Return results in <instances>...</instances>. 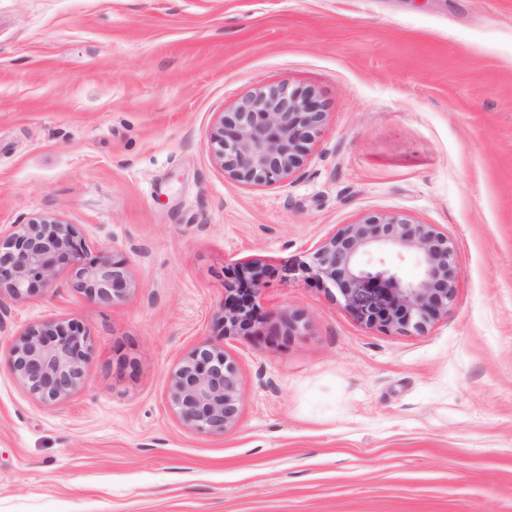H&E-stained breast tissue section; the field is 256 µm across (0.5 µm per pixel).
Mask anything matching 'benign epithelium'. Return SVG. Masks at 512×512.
<instances>
[{"label": "benign epithelium", "mask_w": 512, "mask_h": 512, "mask_svg": "<svg viewBox=\"0 0 512 512\" xmlns=\"http://www.w3.org/2000/svg\"><path fill=\"white\" fill-rule=\"evenodd\" d=\"M326 112L311 90L282 81L262 86L233 112L223 113L210 133L216 164L230 179L255 186L285 182L299 167L324 124ZM413 254L421 268L403 280L384 254ZM67 268L72 285L92 301L120 303L133 283L126 266L101 255L84 261V248L72 224L39 216L0 234V294L21 299L48 288ZM313 278L341 294L345 307L369 326L421 332L448 315L460 269L448 236L434 224L403 213L364 215L344 225L315 250L308 266ZM262 271L228 284L223 337L250 335L259 318L253 298ZM91 352V338L74 322L50 320L28 327L10 349V369L40 402L55 404L80 386ZM169 400L196 433L222 434L236 421L238 372L224 347L205 342L181 361L170 380Z\"/></svg>", "instance_id": "1"}]
</instances>
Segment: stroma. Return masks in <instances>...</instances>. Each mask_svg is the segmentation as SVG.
<instances>
[{
	"label": "stroma",
	"mask_w": 512,
	"mask_h": 512,
	"mask_svg": "<svg viewBox=\"0 0 512 512\" xmlns=\"http://www.w3.org/2000/svg\"><path fill=\"white\" fill-rule=\"evenodd\" d=\"M282 81L324 106L309 154L228 178L212 126ZM373 213L454 247L424 332L359 322L307 271ZM42 214L134 288L92 301L64 269L0 297V512H512V0H0V227ZM253 262L262 320L222 339ZM49 320L92 340L54 405L9 368ZM206 341L239 375L219 435L169 403Z\"/></svg>",
	"instance_id": "1"
}]
</instances>
